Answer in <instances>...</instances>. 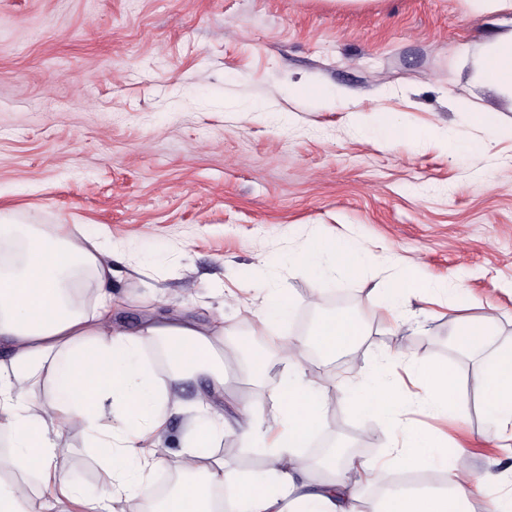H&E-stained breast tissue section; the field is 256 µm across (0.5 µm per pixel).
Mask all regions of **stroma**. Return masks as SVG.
<instances>
[{
    "label": "stroma",
    "instance_id": "35a3bbf8",
    "mask_svg": "<svg viewBox=\"0 0 512 512\" xmlns=\"http://www.w3.org/2000/svg\"><path fill=\"white\" fill-rule=\"evenodd\" d=\"M497 33L464 0H384L338 9L333 0H0V211L37 224H95L113 244V326L132 331L166 309L223 319L229 343L263 349L253 375L244 352L224 358L228 421L247 402L278 421L287 371L268 337L302 339L305 381L332 386L325 424L302 454L320 478L326 448L368 463L355 512H378L398 486L448 488L489 471L512 482V424L491 427L473 381L486 352L457 350L463 311L449 293H414L390 317L378 282L395 252L426 278L460 283L497 308L496 345L512 346V139L474 158L425 137L484 140L454 101L512 124V99L475 83L474 57ZM349 90L317 107L312 91ZM399 114L412 137L389 146L365 136L352 111ZM357 242L378 262L328 282L282 264L316 235ZM278 274L294 298L290 321L256 330L264 283ZM347 310L363 334L333 356L308 331ZM455 371L456 409L410 408L437 434L441 465L428 480L394 465L392 419L356 411L340 385L388 355ZM471 442L464 464L452 446ZM83 495L103 493L102 450L83 426L61 441ZM215 458L249 481L269 476L265 454L225 430Z\"/></svg>",
    "mask_w": 512,
    "mask_h": 512
}]
</instances>
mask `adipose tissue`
<instances>
[{"instance_id": "1", "label": "adipose tissue", "mask_w": 512, "mask_h": 512, "mask_svg": "<svg viewBox=\"0 0 512 512\" xmlns=\"http://www.w3.org/2000/svg\"><path fill=\"white\" fill-rule=\"evenodd\" d=\"M471 12L494 15L501 27L475 63V78L512 97V0H466ZM112 249L103 247L89 224H64L45 229L15 217L0 215V340L10 353L0 362V428L7 431L9 447L0 453V512H19L30 492L28 476L39 490L67 512H100L103 502L134 490L150 504L151 512H219L227 503L231 512H350L349 501L358 494L354 473L364 465L348 459L342 475L305 491L293 472L300 466L301 450L325 422L329 391L314 388L302 378L294 348L277 343L288 364V378L279 393L281 420L271 434L255 428L256 411L242 409L239 424L243 442L270 451L275 485L248 481L225 471L211 460V444L223 438L225 421L217 416L212 398L224 395L223 347L229 332L223 322H200L178 314L145 319L135 331H116L112 321ZM297 263L336 278L355 271V245L342 239H322L296 257ZM96 290L91 308L72 303L71 294L84 285ZM458 308L472 310L455 334L458 349L485 345L498 317L491 306L472 295L456 293ZM362 334L353 315L340 312L321 319L312 331L315 344L328 354L356 346ZM161 345L169 366L167 384H158L143 356L146 345ZM204 378L209 392L195 402L190 438L176 467L182 476L178 488L155 500L145 470L155 462L149 450L154 437L166 429L170 414L180 410L170 390L188 379ZM47 379L49 394L38 409L22 408L28 385ZM459 390L456 375L428 362L413 365L407 385L373 384L361 390L354 382L344 387L360 411L385 415L401 403L420 401L429 411H449ZM481 409L492 423L512 422V348L494 350L477 378ZM128 417L123 433H114L113 412ZM83 425L94 447L104 449L107 480L102 499L83 497L67 478V459L59 446L64 427ZM432 436L404 430L394 461L430 472L436 461ZM486 473L482 482L456 485L453 493L392 492L379 512H464L472 496L498 482Z\"/></svg>"}]
</instances>
